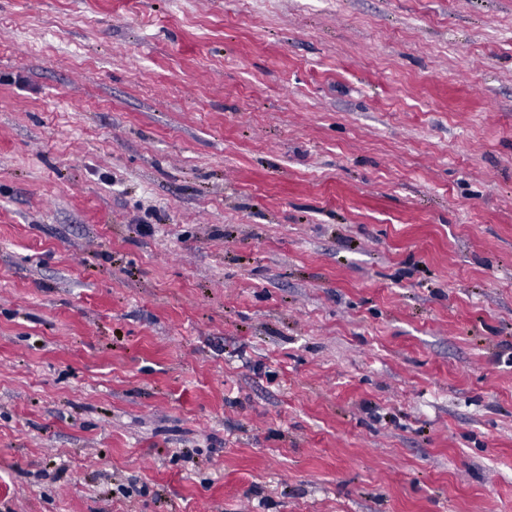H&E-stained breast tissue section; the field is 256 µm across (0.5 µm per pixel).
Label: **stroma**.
<instances>
[{"label":"stroma","instance_id":"obj_1","mask_svg":"<svg viewBox=\"0 0 512 512\" xmlns=\"http://www.w3.org/2000/svg\"><path fill=\"white\" fill-rule=\"evenodd\" d=\"M0 512H512V0H0Z\"/></svg>","mask_w":512,"mask_h":512}]
</instances>
